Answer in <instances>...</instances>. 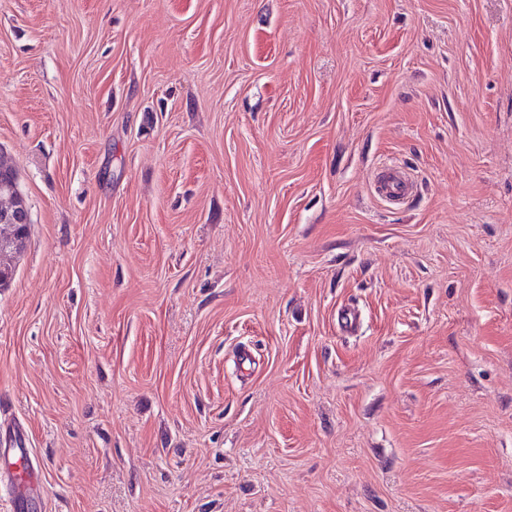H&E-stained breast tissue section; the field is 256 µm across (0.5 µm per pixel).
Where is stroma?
Instances as JSON below:
<instances>
[{
  "instance_id": "stroma-1",
  "label": "stroma",
  "mask_w": 512,
  "mask_h": 512,
  "mask_svg": "<svg viewBox=\"0 0 512 512\" xmlns=\"http://www.w3.org/2000/svg\"><path fill=\"white\" fill-rule=\"evenodd\" d=\"M0 155L33 512H512V0H0ZM374 188L382 200L390 204H400L417 190V185L397 165L387 164L377 170ZM14 172L10 173L7 180L3 184V189L9 192V197L15 199L16 206L8 210L9 213L3 214L2 222L0 221V255L18 254L25 244V230L20 233L17 228L26 226L29 228L31 224L30 212L23 196L19 192H15Z\"/></svg>"
}]
</instances>
